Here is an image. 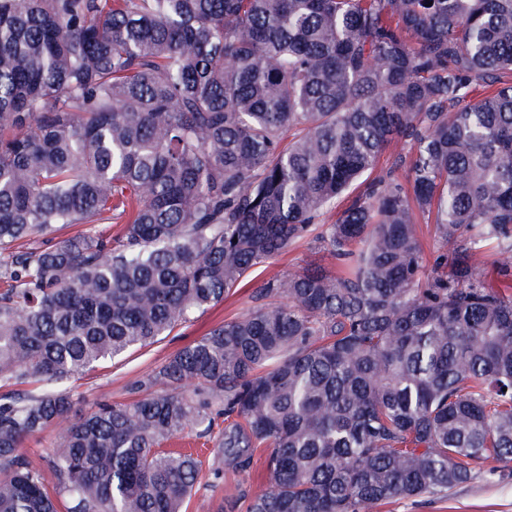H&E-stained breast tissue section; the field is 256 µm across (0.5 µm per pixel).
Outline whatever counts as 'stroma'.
<instances>
[{"label":"stroma","instance_id":"stroma-1","mask_svg":"<svg viewBox=\"0 0 512 512\" xmlns=\"http://www.w3.org/2000/svg\"><path fill=\"white\" fill-rule=\"evenodd\" d=\"M322 246L312 239H302L280 256L253 268L248 278L223 302L205 312L195 314L189 322L173 330L161 340L135 348L122 358L106 362L71 386L77 398L75 413L106 401L127 403L133 396L128 390L132 379L162 364L168 357L204 336L224 322L244 317L254 307L253 290L271 279L288 277L309 263H326ZM267 452L258 450L249 472L225 469L221 481H213L209 471H202L200 486L188 512H221L225 505L238 502L245 490L262 486L266 473ZM378 512H512V469H485L467 484L459 486L448 497L426 503L401 500L383 505Z\"/></svg>","mask_w":512,"mask_h":512}]
</instances>
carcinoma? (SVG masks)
Masks as SVG:
<instances>
[{
  "label": "carcinoma",
  "mask_w": 512,
  "mask_h": 512,
  "mask_svg": "<svg viewBox=\"0 0 512 512\" xmlns=\"http://www.w3.org/2000/svg\"><path fill=\"white\" fill-rule=\"evenodd\" d=\"M421 216L456 243L430 271ZM312 233L334 267L70 418L69 381ZM0 379V512H187L202 462L164 448L187 430L240 472L266 447L246 512L511 464L512 0H0ZM49 426L51 482L22 448Z\"/></svg>",
  "instance_id": "1"
}]
</instances>
